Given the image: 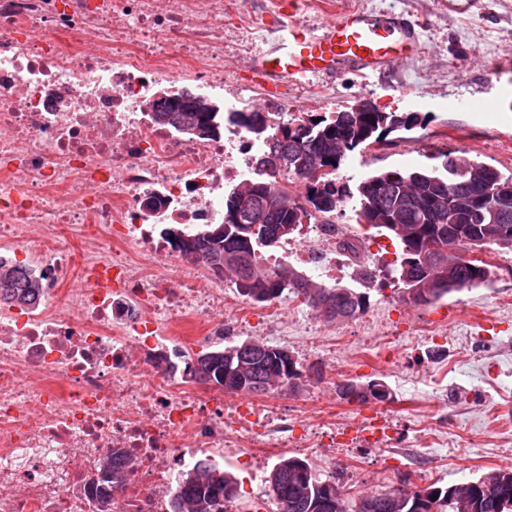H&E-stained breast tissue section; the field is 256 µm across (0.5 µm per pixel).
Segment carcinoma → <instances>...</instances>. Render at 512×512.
<instances>
[{
    "label": "carcinoma",
    "mask_w": 512,
    "mask_h": 512,
    "mask_svg": "<svg viewBox=\"0 0 512 512\" xmlns=\"http://www.w3.org/2000/svg\"><path fill=\"white\" fill-rule=\"evenodd\" d=\"M153 120L160 125H172L182 133L206 137L220 126L230 123L245 127L257 139L265 141V149L257 156L256 177L229 190L224 196V211L238 209L239 222L205 224L192 235L178 232L170 226L163 236L177 235L174 244L185 254H196L208 267L224 271L236 291L246 300L264 304L289 292L304 299L307 306L324 313V305L335 307L344 319L362 315L369 297L367 293L338 283L317 281L292 266L263 264L262 250L273 248L294 235L303 221L294 208L282 206L275 196L281 195L282 172L304 182L305 193L293 199L303 201L321 215H327L339 203L353 215L370 214L368 226L380 235L394 239L400 248L391 269V276L405 290L411 284L403 277L404 266L414 265L413 274L420 275L433 268L435 258L422 256L420 238L441 232L446 242L458 251L472 247L473 237L483 233V225L441 223V216L452 211L462 217L471 214L475 195L499 186L512 188V174L506 176L484 162L464 154L448 151L439 155L440 162L418 169H377L363 176L355 185L342 182L338 172L350 154L364 152L373 142H382L393 133L411 131L422 125L416 112H343L292 116L288 124L269 130L261 112L226 114L216 106L205 104L184 92L153 105ZM276 158L281 166L270 167ZM381 179L387 185L384 198L371 202L363 192L366 181ZM401 207L406 233L394 232L383 223L382 210ZM242 253L251 258L248 275L236 266L224 262V256ZM491 276L490 265L477 257L461 258L455 269L457 286L434 288L423 304H433L454 292L477 288ZM37 300V287L22 272L0 261V302L32 304ZM269 345L253 341V348L240 353L236 364L246 385L240 394H268L279 391V382L290 377L281 365L270 359ZM228 347L204 352V368L224 367ZM217 466L201 459L181 480L179 492L170 500L169 512H242L238 503L236 480L226 472L222 479L213 478ZM507 483L494 489L474 479V501L471 512H512V468L503 470ZM266 482L278 512H412V503L425 495L432 498L434 512H461L451 487L405 485L381 489L351 497L319 486L310 464L299 457H281Z\"/></svg>",
    "instance_id": "carcinoma-1"
}]
</instances>
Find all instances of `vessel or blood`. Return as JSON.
<instances>
[{
  "label": "vessel or blood",
  "instance_id": "b4317fda",
  "mask_svg": "<svg viewBox=\"0 0 512 512\" xmlns=\"http://www.w3.org/2000/svg\"><path fill=\"white\" fill-rule=\"evenodd\" d=\"M287 28V37L278 38L250 68L264 85H296L307 77L330 76L342 68L371 75L418 50L414 24L399 17L351 10L326 18L315 31L292 20Z\"/></svg>",
  "mask_w": 512,
  "mask_h": 512
}]
</instances>
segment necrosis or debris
<instances>
[{"label":"necrosis or debris","instance_id":"necrosis-or-debris-1","mask_svg":"<svg viewBox=\"0 0 512 512\" xmlns=\"http://www.w3.org/2000/svg\"><path fill=\"white\" fill-rule=\"evenodd\" d=\"M224 0H0V261L39 288L0 303V512H168L177 474L225 449L270 457L274 400L230 402L186 372L232 320L222 284L157 224L224 215L264 145L149 122L148 103L190 85L224 96ZM284 252L335 279L332 223ZM123 462L119 491L104 462Z\"/></svg>","mask_w":512,"mask_h":512}]
</instances>
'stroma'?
I'll return each instance as SVG.
<instances>
[{"label":"stroma","instance_id":"1","mask_svg":"<svg viewBox=\"0 0 512 512\" xmlns=\"http://www.w3.org/2000/svg\"><path fill=\"white\" fill-rule=\"evenodd\" d=\"M344 10L404 15L418 26L420 52L366 80L341 70L289 87L274 98V107L322 114L367 96L382 111L418 112L427 118L408 138L389 136L362 164L346 160L344 179L354 183L378 168L425 167L429 155L446 149L512 172V0H298L294 18L314 28L328 12ZM235 12L234 23L224 28V91L259 107L265 97L248 86L244 66L275 42L274 33L255 31V23H270L282 8L273 0H238ZM479 101L492 102L493 111L473 110ZM490 252L494 262L487 285L429 306L412 303L387 275L366 284L360 272L376 264L369 254L337 277L340 285L369 295L366 311L356 319L329 323L306 307L269 327L262 320V305H254L244 338L287 349L298 365L322 370L321 377L303 378L298 391L276 396L294 436L327 429L332 422L355 425L358 414L374 409L391 427L393 453L379 455L369 444L350 448L353 467L347 471L331 468L322 455L307 454L320 478H340L356 495L398 485L404 478L421 487H445L512 466L507 458L512 408L490 409L478 394L492 363L504 375L503 390L512 391V308L504 305L512 298V249L494 246ZM434 320L440 321L446 341L422 342L419 328ZM389 331L395 334L391 355L377 354L370 337ZM345 380L383 382L392 398L374 405L342 400L336 385ZM428 427L451 433L460 427L478 443L427 448L420 434ZM224 469L236 478L241 503L261 497L265 512H275L265 483L271 464L228 450Z\"/></svg>","mask_w":512,"mask_h":512}]
</instances>
